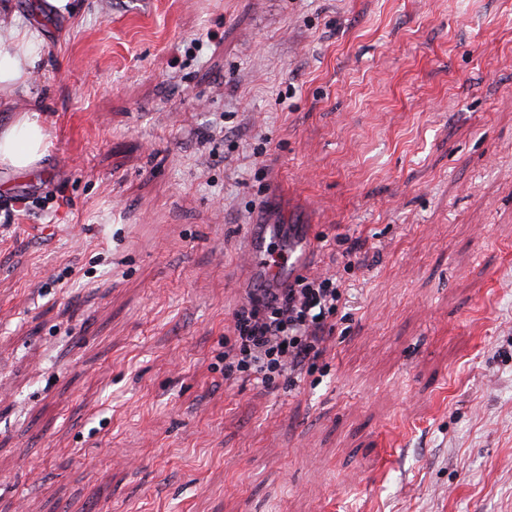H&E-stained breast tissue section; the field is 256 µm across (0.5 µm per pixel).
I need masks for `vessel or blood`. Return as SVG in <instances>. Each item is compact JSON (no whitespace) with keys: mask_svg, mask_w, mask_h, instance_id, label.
I'll list each match as a JSON object with an SVG mask.
<instances>
[{"mask_svg":"<svg viewBox=\"0 0 512 512\" xmlns=\"http://www.w3.org/2000/svg\"><path fill=\"white\" fill-rule=\"evenodd\" d=\"M282 233V228L274 224L251 225L243 252V263L250 275H262L271 288L280 287L286 278L295 277L310 268L313 241L307 235L289 240L282 262L267 261L269 241L279 238Z\"/></svg>","mask_w":512,"mask_h":512,"instance_id":"obj_1","label":"vessel or blood"}]
</instances>
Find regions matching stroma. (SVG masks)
Segmentation results:
<instances>
[{"label": "stroma", "mask_w": 512, "mask_h": 512, "mask_svg": "<svg viewBox=\"0 0 512 512\" xmlns=\"http://www.w3.org/2000/svg\"><path fill=\"white\" fill-rule=\"evenodd\" d=\"M15 0L0 512H512V0ZM252 224L368 242L294 390L212 372ZM0 27V96L12 97L26 87L34 68L42 59L38 33L14 22ZM39 109V102H32L25 110L17 111L12 123L0 127V165L29 170L47 155L48 136Z\"/></svg>", "instance_id": "obj_1"}]
</instances>
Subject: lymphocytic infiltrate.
Listing matches in <instances>:
<instances>
[{
    "label": "lymphocytic infiltrate",
    "mask_w": 512,
    "mask_h": 512,
    "mask_svg": "<svg viewBox=\"0 0 512 512\" xmlns=\"http://www.w3.org/2000/svg\"><path fill=\"white\" fill-rule=\"evenodd\" d=\"M348 303L341 278L297 276L281 288L253 289L224 336V378L262 389L295 386L323 355Z\"/></svg>",
    "instance_id": "1"
}]
</instances>
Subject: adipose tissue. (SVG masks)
Instances as JSON below:
<instances>
[{
    "mask_svg": "<svg viewBox=\"0 0 512 512\" xmlns=\"http://www.w3.org/2000/svg\"><path fill=\"white\" fill-rule=\"evenodd\" d=\"M42 41L29 27L0 26V96L11 98L25 87L42 59ZM39 102H32L15 120L0 127V165L18 170L37 166L48 152L46 128L39 117Z\"/></svg>",
    "mask_w": 512,
    "mask_h": 512,
    "instance_id": "ef3b65f1",
    "label": "adipose tissue"
}]
</instances>
